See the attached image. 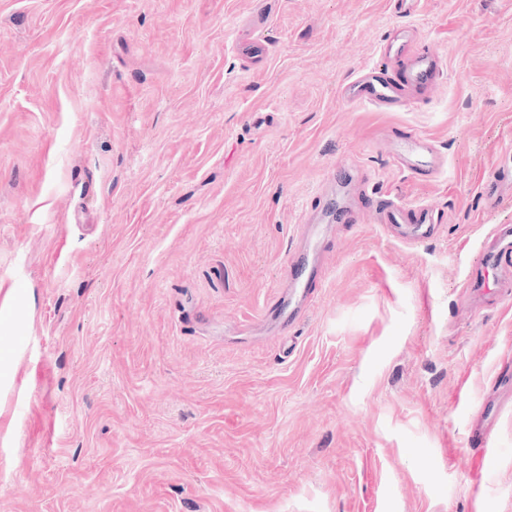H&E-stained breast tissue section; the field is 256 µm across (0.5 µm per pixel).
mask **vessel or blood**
I'll use <instances>...</instances> for the list:
<instances>
[{"instance_id":"obj_1","label":"vessel or blood","mask_w":512,"mask_h":512,"mask_svg":"<svg viewBox=\"0 0 512 512\" xmlns=\"http://www.w3.org/2000/svg\"><path fill=\"white\" fill-rule=\"evenodd\" d=\"M383 57L406 59L400 78H392L387 68L373 65L363 69L342 88L344 97L358 105H368L383 112H394L404 105L407 92L426 93L441 77L444 62L441 56L428 49L414 48L408 28H397L383 47ZM392 163L410 177L427 180L438 177L444 169L443 157L426 138L413 132L396 131L392 134ZM512 182V165L496 167L486 183L484 195L489 203H496L497 191ZM370 207L380 223L405 227L407 237L414 240L430 238L436 222L432 207L408 203L388 194L373 193ZM512 268V226L500 225L492 246V256L479 269L477 285L481 292L497 297L512 294V284L505 282L502 273ZM321 279L316 260L297 251L288 258V286L265 313L267 320L285 328L293 324L311 301Z\"/></svg>"}]
</instances>
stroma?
Here are the masks:
<instances>
[{"label":"stroma","mask_w":512,"mask_h":512,"mask_svg":"<svg viewBox=\"0 0 512 512\" xmlns=\"http://www.w3.org/2000/svg\"><path fill=\"white\" fill-rule=\"evenodd\" d=\"M264 16V65L238 50ZM425 100H341L391 30ZM411 129L446 157L389 161ZM512 0H0V512H512V306L471 279L512 189ZM356 201L288 333L261 326L341 166ZM392 163L410 177L427 180L444 170L443 156L426 138L413 132L393 131ZM512 182V166H509L507 160L495 168L492 178L486 183L484 195L490 205H495L498 195V188L506 183ZM369 202L381 224L403 225L406 236L414 240L431 237L432 225L437 221L432 207L378 192L369 197Z\"/></svg>","instance_id":"stroma-1"}]
</instances>
